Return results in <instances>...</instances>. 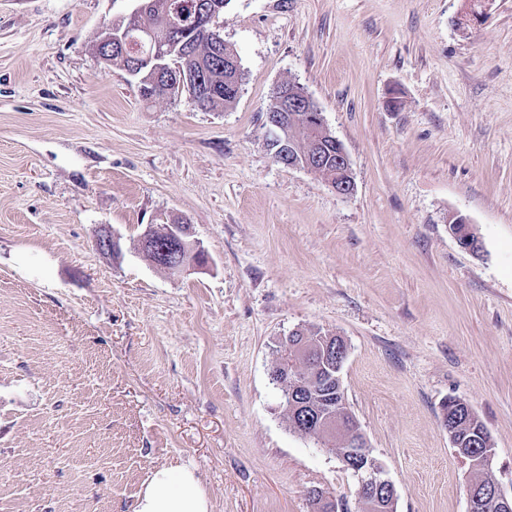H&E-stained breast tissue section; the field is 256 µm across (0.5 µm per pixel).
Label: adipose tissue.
Instances as JSON below:
<instances>
[{"label": "adipose tissue", "mask_w": 512, "mask_h": 512, "mask_svg": "<svg viewBox=\"0 0 512 512\" xmlns=\"http://www.w3.org/2000/svg\"><path fill=\"white\" fill-rule=\"evenodd\" d=\"M195 473L183 467L155 469L141 491L135 512H209Z\"/></svg>", "instance_id": "adipose-tissue-1"}]
</instances>
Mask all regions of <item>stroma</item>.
Returning <instances> with one entry per match:
<instances>
[{
    "label": "stroma",
    "mask_w": 512,
    "mask_h": 512,
    "mask_svg": "<svg viewBox=\"0 0 512 512\" xmlns=\"http://www.w3.org/2000/svg\"><path fill=\"white\" fill-rule=\"evenodd\" d=\"M482 3L464 28L470 0H231L240 94L201 111L99 59L131 0H0V512H133L162 466L194 471L210 512H311L314 488L354 512L356 478L270 378L298 329L347 342L346 402L397 512H467L451 397L512 491V0ZM288 80L344 145L351 195L273 160ZM171 217L199 269L139 253Z\"/></svg>",
    "instance_id": "stroma-1"
}]
</instances>
